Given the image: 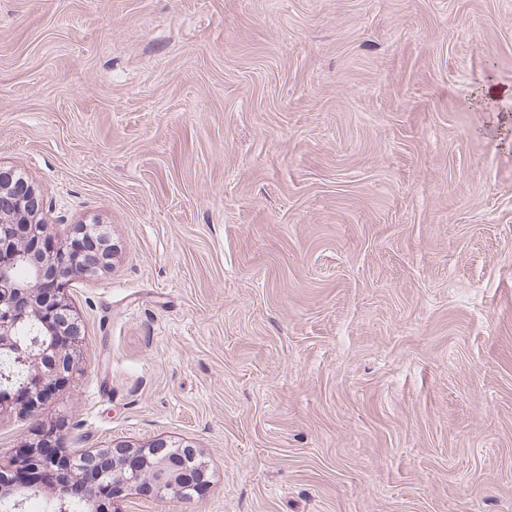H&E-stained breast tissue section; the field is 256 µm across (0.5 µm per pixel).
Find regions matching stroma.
Returning <instances> with one entry per match:
<instances>
[{"mask_svg":"<svg viewBox=\"0 0 512 512\" xmlns=\"http://www.w3.org/2000/svg\"><path fill=\"white\" fill-rule=\"evenodd\" d=\"M512 0H0V167L63 239L84 371L0 415L192 446L112 512H512Z\"/></svg>","mask_w":512,"mask_h":512,"instance_id":"1","label":"stroma"}]
</instances>
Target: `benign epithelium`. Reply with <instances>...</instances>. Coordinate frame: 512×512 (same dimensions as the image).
<instances>
[{
  "label": "benign epithelium",
  "mask_w": 512,
  "mask_h": 512,
  "mask_svg": "<svg viewBox=\"0 0 512 512\" xmlns=\"http://www.w3.org/2000/svg\"><path fill=\"white\" fill-rule=\"evenodd\" d=\"M43 198L24 177L0 168V413L19 415L50 401L58 384L70 382L81 353L78 313L68 301L76 271L99 272L107 267L103 241L58 244L49 225L38 219ZM20 262L30 264L34 278L13 279ZM57 428L42 425L33 431L31 448L57 440ZM163 438L139 446L116 443L103 449L75 448V469L83 478L94 477L97 493L113 501L138 489L165 498L174 490L192 491L188 469L181 465ZM52 476L54 506L64 507L77 483L59 468L53 455L0 452V500L16 491L9 476L19 469Z\"/></svg>",
  "instance_id": "7a95c632"
}]
</instances>
